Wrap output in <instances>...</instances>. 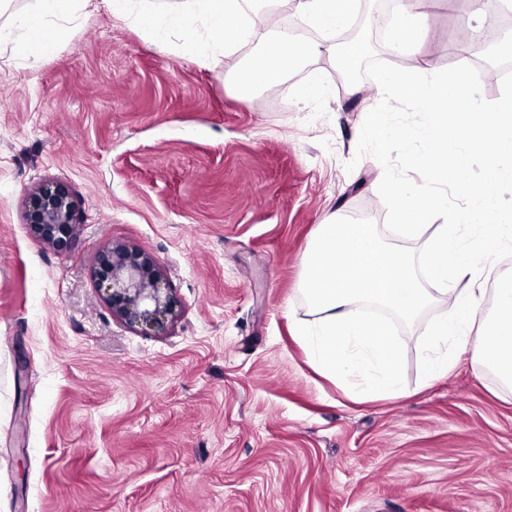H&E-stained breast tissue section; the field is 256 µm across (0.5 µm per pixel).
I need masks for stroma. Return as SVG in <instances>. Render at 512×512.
Returning a JSON list of instances; mask_svg holds the SVG:
<instances>
[{"label": "stroma", "instance_id": "stroma-1", "mask_svg": "<svg viewBox=\"0 0 512 512\" xmlns=\"http://www.w3.org/2000/svg\"><path fill=\"white\" fill-rule=\"evenodd\" d=\"M417 23L428 81L458 71L456 27L483 29L462 2ZM286 29L202 65L101 10L36 64L0 48V512H512V393L470 344L422 382L421 334L447 301L411 323L363 306L404 348L397 400H351L293 334L318 224L394 223L389 185L422 183L430 115L377 89L379 37L360 94L322 57L277 101L241 98L236 75ZM370 107L404 129L391 149L364 136ZM49 181L79 204L67 252L24 222ZM118 242L164 267L179 308L163 335L95 287Z\"/></svg>", "mask_w": 512, "mask_h": 512}]
</instances>
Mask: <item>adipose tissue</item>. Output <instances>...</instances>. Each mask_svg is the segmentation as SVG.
Returning <instances> with one entry per match:
<instances>
[{"label":"adipose tissue","mask_w":512,"mask_h":512,"mask_svg":"<svg viewBox=\"0 0 512 512\" xmlns=\"http://www.w3.org/2000/svg\"><path fill=\"white\" fill-rule=\"evenodd\" d=\"M90 0H34L22 34L8 39L19 60L38 62L51 53L59 21L86 9ZM113 17L145 26L158 46L179 32L182 56L199 63L243 38L239 13L243 0H174L158 10L155 0H105ZM359 0H304V13L319 28L343 27L358 10ZM365 53L362 42L340 46L272 42L256 63L241 73L244 95L282 83L298 65L327 55L350 71ZM381 89L426 105L432 120L425 133L427 147L416 165L428 181L459 184L470 198L452 223L426 224L430 211L444 208L445 197L425 188L391 184L396 223L393 234L418 245L410 253L386 243L377 225L348 223L332 217L319 225L302 278V292L316 319L299 323L297 332L312 363L329 378L347 382L353 400L404 397V350L386 324L364 318L360 306L386 308L414 321L434 296L447 299L449 309L428 328L425 342V384L447 378L456 360L449 344L473 340L475 362L493 372L501 386L512 388V278L494 290L480 282L494 267L503 248L512 245V225L496 193L512 181L501 160L512 156V94L487 104L473 92V79L460 71L432 83L412 71L379 74ZM483 150L485 176L471 183L463 147Z\"/></svg>","instance_id":"ef3b65f1"}]
</instances>
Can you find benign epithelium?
<instances>
[{
    "mask_svg": "<svg viewBox=\"0 0 512 512\" xmlns=\"http://www.w3.org/2000/svg\"><path fill=\"white\" fill-rule=\"evenodd\" d=\"M78 203L68 187L45 182L28 196L24 221L33 236L67 252L72 248ZM95 282L112 315L146 336H159L177 316L178 301L161 263L127 244L104 248L97 256Z\"/></svg>",
    "mask_w": 512,
    "mask_h": 512,
    "instance_id": "7a95c632",
    "label": "benign epithelium"
}]
</instances>
